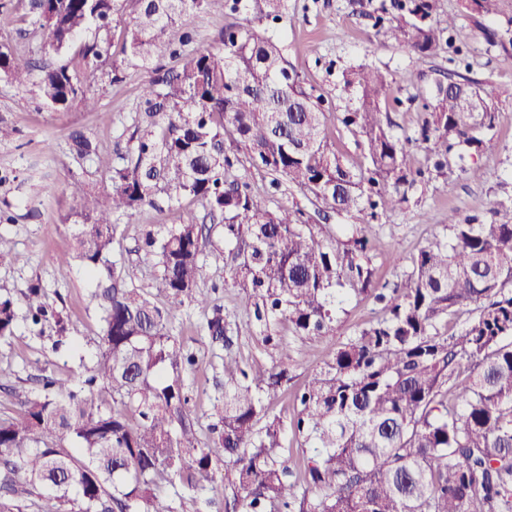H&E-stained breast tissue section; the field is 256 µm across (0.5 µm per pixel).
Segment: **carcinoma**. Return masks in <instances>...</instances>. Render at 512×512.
I'll return each mask as SVG.
<instances>
[{
    "label": "carcinoma",
    "instance_id": "1",
    "mask_svg": "<svg viewBox=\"0 0 512 512\" xmlns=\"http://www.w3.org/2000/svg\"><path fill=\"white\" fill-rule=\"evenodd\" d=\"M218 0H29L55 54L94 24L106 32L63 64L37 67L0 49V76L37 88L56 112L74 102L96 109L80 75L111 55L107 32L129 13L122 52L151 72L142 97L144 125L135 157L112 168V188L91 195L77 184L84 223L69 225L75 258L105 285L91 295L101 333L78 389L51 373L41 392L0 418V512H178L185 496L207 512H512V224L496 217L505 202L488 197V222L466 218L430 237L394 287L375 285L373 257L384 251L378 212L405 201L420 170L408 144H420L435 170L467 171L500 121L484 89L468 78L437 83L435 105L417 138L400 139L379 112L388 99L380 70L346 74L359 106L339 115L307 91L279 43L249 26H231L219 45L176 68L150 67L191 41L190 17ZM403 16L385 29L421 57L449 44L450 26L431 20V0H401ZM339 122L362 137L353 163L327 141ZM231 140L243 156L229 154ZM71 150L92 160L90 137L70 134ZM249 167L312 195L348 220L320 238L301 211L271 210L235 171ZM165 191L224 215L225 272L246 292V327L280 353L263 367L233 353L242 330L198 287L211 228L189 214L159 235L144 234L156 257L154 290L129 288L110 262L115 214L133 215ZM372 293L381 317L336 345L326 367L293 392L289 420L266 398L288 386V343L327 336L351 295ZM32 325L63 319L38 285L23 294ZM193 306L202 331L224 351V399L213 404L203 439L189 407L186 378L197 354L172 333L174 312ZM462 324L450 335L448 320ZM15 300L0 295V341L15 335ZM309 454L284 452L287 433Z\"/></svg>",
    "mask_w": 512,
    "mask_h": 512
}]
</instances>
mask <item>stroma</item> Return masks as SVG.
<instances>
[{"label":"stroma","mask_w":512,"mask_h":512,"mask_svg":"<svg viewBox=\"0 0 512 512\" xmlns=\"http://www.w3.org/2000/svg\"><path fill=\"white\" fill-rule=\"evenodd\" d=\"M250 3L244 14L216 4L191 17L192 41L184 47V55L216 47L229 24L249 25L283 45L303 86L323 97L327 111L350 112L357 105L354 91L344 86L346 71L360 65L382 71L390 85L391 102L382 107L381 118L396 136L419 129L425 117L423 95L451 74L479 82L501 115L494 140L469 162L452 194L443 192V179L426 161L424 152L411 146L423 174L409 191L407 202L377 217L376 233L388 246L373 259L378 284L399 281L410 257L451 219L484 217L489 195L512 196V0H501L499 14L492 17L478 13L472 0H434V18H454L455 26L449 47L429 58L405 51L384 35L390 0H372L364 9L357 0H285L286 9L277 21L266 18L264 0ZM0 11L13 19L10 27L0 28V48L38 62L48 58L49 47L35 29L28 0H0ZM147 78V72L131 66H124L121 80L115 82L97 74L90 82L98 100L96 110L77 102L64 112L49 109L35 87L20 89L0 78V120L16 130L12 139L0 143V213L9 217L8 222L0 223V240L20 256L16 262H0V293L18 299L31 284H40L47 306L62 313L68 340L67 346L54 348V328L41 331L22 320L14 337L0 342V416L16 410L19 400L38 393L36 378L42 368H50L56 377L70 383L78 382L80 361L71 344L83 345L90 353L95 350L101 322L91 294L97 279L80 261H71L66 267L56 262L57 256L72 251L69 225L82 221L68 186L79 181L91 192L110 189L113 166L131 155ZM76 129L97 143L98 160L82 162L70 153L69 135ZM238 173L250 182L254 194L266 200L269 209H301L304 221L315 225L317 232L339 221L336 214L319 211L309 197L288 184L274 190L268 175L244 167ZM189 213L199 223L214 222L201 202L185 198L173 204L163 193L158 194L155 205L143 207L134 216H113L118 231L112 259L128 272L127 287L150 288L156 272L153 257L143 248L144 233L163 231ZM200 286L213 292L233 320L243 322L245 293L226 274L223 256L210 248L205 251ZM378 315L372 296L360 295L338 314L331 335L286 334L292 380L289 393L270 398L273 412L291 416V390L312 370L324 367L338 342ZM201 320L199 310L185 307L176 312L172 327L174 336L201 360L197 375L188 383L194 391L191 406L204 434L211 422L216 388L224 383V368L200 330Z\"/></svg>","instance_id":"35a3bbf8"}]
</instances>
